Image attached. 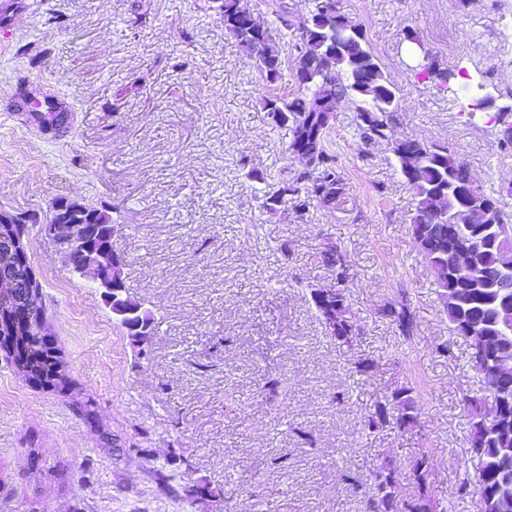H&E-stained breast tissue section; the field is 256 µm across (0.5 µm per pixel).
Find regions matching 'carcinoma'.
I'll list each match as a JSON object with an SVG mask.
<instances>
[{
    "mask_svg": "<svg viewBox=\"0 0 512 512\" xmlns=\"http://www.w3.org/2000/svg\"><path fill=\"white\" fill-rule=\"evenodd\" d=\"M219 10L225 33L248 54L261 74L275 80L282 59L272 31L260 24L256 31H249L253 19L240 6V0H221ZM295 49L297 77L304 91L289 100L267 98L262 110L273 124L291 126L290 150L304 152L308 162L291 179L265 192L263 207L271 213L290 206L301 217L311 204H331L345 189L336 156L325 146L327 129L339 106L356 105L361 140L387 142L398 98L394 84L367 49L362 28L337 13L335 0H315L310 24L300 33ZM421 74L444 85L455 78L452 71L431 64L422 65ZM389 151L417 197L414 237L433 273L451 328L468 341L474 369L484 376L497 375L503 384V413L491 426L485 424L480 398H468L470 445L480 476L474 481L466 472L460 483L462 490L473 487L477 512H502L500 502L512 500V317L502 321L504 302L512 299V224L497 199L487 193L484 197L493 202L490 216L475 215L467 224L440 223L438 212L453 215L464 211L472 193L468 169L449 150L416 140L391 144ZM55 221L95 225L90 246L81 256L83 261L113 249L112 217L105 210L68 206ZM322 262L335 277L336 287L313 288L310 300L330 328V339L351 353L360 333L343 288L350 267L344 255L332 249L323 253ZM109 307L118 325L134 341L144 343L155 333V318L127 296V291L120 292ZM387 316L402 336L413 335L414 316L405 303H399ZM0 349L13 365L23 357L30 360L38 380L49 381L55 371L57 357L40 336L28 337L22 353L11 352L2 344ZM416 421L413 389L401 386L377 401L362 417L361 425L370 432L390 425L406 430L415 427ZM430 467L431 459L422 456L405 476L393 463L385 462L364 481L347 475L341 480L362 499L364 512H436L437 505L426 490Z\"/></svg>",
    "mask_w": 512,
    "mask_h": 512,
    "instance_id": "cac0c4a2",
    "label": "carcinoma"
}]
</instances>
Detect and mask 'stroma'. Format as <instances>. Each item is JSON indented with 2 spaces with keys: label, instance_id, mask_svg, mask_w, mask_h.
<instances>
[{
  "label": "stroma",
  "instance_id": "stroma-1",
  "mask_svg": "<svg viewBox=\"0 0 512 512\" xmlns=\"http://www.w3.org/2000/svg\"><path fill=\"white\" fill-rule=\"evenodd\" d=\"M271 29L276 80L224 32L218 0H24L0 29V209L27 217L39 302L63 356V392L25 381L0 355V512H364L340 474L433 461L441 512H475L465 396L486 395L454 334L413 235L417 199L385 143L367 144L354 105L327 133L346 189L304 214L270 213L269 185L302 162L264 99L298 93L294 45L314 0H241ZM398 92L388 131L449 149L512 216V0H337ZM467 69L493 103L417 76L423 56ZM60 97L71 136L46 140L5 105ZM64 196L108 210L130 296L157 330L130 340L101 292L79 280L48 234ZM350 267L361 329L354 353L331 341L310 302ZM407 301L402 337L382 313ZM372 362L369 371L358 360ZM280 380L270 392L271 380ZM408 386L415 428L361 430L375 402ZM91 404V415L81 408ZM111 434L106 446L103 434ZM287 454V467L274 465ZM221 489L215 502L189 496Z\"/></svg>",
  "mask_w": 512,
  "mask_h": 512
}]
</instances>
